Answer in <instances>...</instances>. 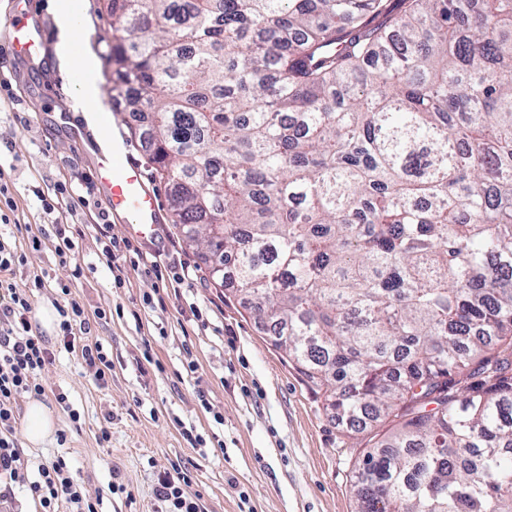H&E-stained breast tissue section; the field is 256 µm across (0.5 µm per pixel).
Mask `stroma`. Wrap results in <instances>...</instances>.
Here are the masks:
<instances>
[{
    "label": "stroma",
    "mask_w": 512,
    "mask_h": 512,
    "mask_svg": "<svg viewBox=\"0 0 512 512\" xmlns=\"http://www.w3.org/2000/svg\"><path fill=\"white\" fill-rule=\"evenodd\" d=\"M81 2V46L100 72L112 30L101 0ZM0 84L10 88L0 96V180L14 201L0 236L25 255L14 284L24 290L33 275H45L49 285L35 294L34 307L75 298L92 339L112 359L111 377L98 384L93 370L49 335L54 361L42 379L56 429L43 445L25 446L26 456L68 457L98 499V512H165L153 487L157 473L174 464L189 475L202 512H354L351 471L398 420L361 431L327 410L268 327L252 317L247 298L217 286L203 256L185 246L144 148L129 145L127 157L157 193L163 222L157 238L137 240L142 264L127 253L106 263L107 241L123 242L129 233L117 220L109 236L96 229L101 193L85 206L43 212L31 187L51 194L60 183L94 177L99 145L55 47L31 61L1 48ZM61 231L75 242L67 265L54 253ZM34 235L41 240L36 250L29 245ZM152 261L162 277L146 271ZM186 265L195 280L173 289L167 275ZM59 394L68 409L57 405ZM104 425L111 429L107 441L100 438Z\"/></svg>",
    "instance_id": "obj_1"
}]
</instances>
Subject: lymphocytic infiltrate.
<instances>
[{"mask_svg":"<svg viewBox=\"0 0 512 512\" xmlns=\"http://www.w3.org/2000/svg\"><path fill=\"white\" fill-rule=\"evenodd\" d=\"M24 256L15 246L0 240V512L12 500L14 485L26 487L36 512H98L83 482L65 456L30 465L18 445L17 400L26 395L45 397L41 373L52 362V351L42 335L34 333L30 313L31 293L18 291L13 283ZM59 335L64 348L93 369L98 383L112 374V360L102 343L88 342L83 335L88 320L76 300L59 306ZM190 480L179 467L160 471L153 493L170 506L169 512H200L198 495L188 492Z\"/></svg>","mask_w":512,"mask_h":512,"instance_id":"f902f5d3","label":"lymphocytic infiltrate"}]
</instances>
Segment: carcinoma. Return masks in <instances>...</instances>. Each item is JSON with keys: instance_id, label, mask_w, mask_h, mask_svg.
<instances>
[{"instance_id": "obj_1", "label": "carcinoma", "mask_w": 512, "mask_h": 512, "mask_svg": "<svg viewBox=\"0 0 512 512\" xmlns=\"http://www.w3.org/2000/svg\"><path fill=\"white\" fill-rule=\"evenodd\" d=\"M109 2L183 240L328 408L402 420L355 512H512V0Z\"/></svg>"}]
</instances>
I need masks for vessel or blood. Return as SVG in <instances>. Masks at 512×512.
<instances>
[{"instance_id":"1","label":"vessel or blood","mask_w":512,"mask_h":512,"mask_svg":"<svg viewBox=\"0 0 512 512\" xmlns=\"http://www.w3.org/2000/svg\"><path fill=\"white\" fill-rule=\"evenodd\" d=\"M5 32L13 53L25 57L38 56L52 35L23 12L9 13ZM126 147L124 134L113 135L111 149L98 157L96 175L108 208L126 217L131 234L147 237L160 222L159 204L140 169L127 162Z\"/></svg>"}]
</instances>
